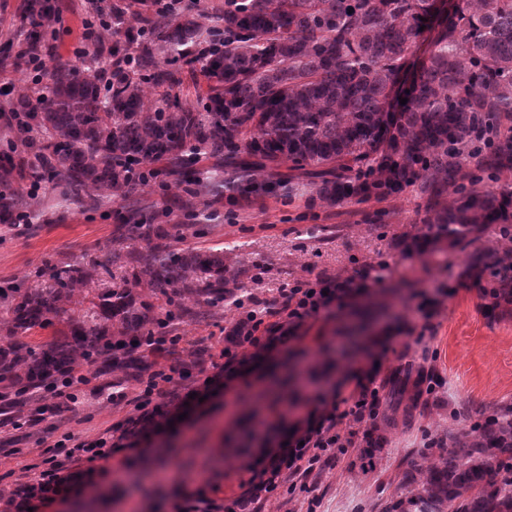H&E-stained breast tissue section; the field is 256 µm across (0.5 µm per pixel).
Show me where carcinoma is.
<instances>
[{
    "mask_svg": "<svg viewBox=\"0 0 512 512\" xmlns=\"http://www.w3.org/2000/svg\"><path fill=\"white\" fill-rule=\"evenodd\" d=\"M95 10L112 20V45L57 66L36 102L19 98L42 138L25 140L32 160L0 164V224L15 223L7 192L28 176L63 184L65 204L101 205L136 195L152 176L144 166L162 157L172 174L213 160L226 174L213 189L229 202L309 192L334 207L409 190L425 202L427 231L397 242L403 257L473 247L465 270L482 307L512 319V252L476 246L492 225L512 239V0H224L214 25L189 4L172 16L134 15L127 0ZM24 12V54L32 56L55 5L27 0ZM105 53L115 61L107 81L99 71ZM184 66L207 79L201 112L173 93ZM147 83L161 89L150 102ZM125 234L146 247L58 267L44 287H0L10 313L0 324L10 338L0 346V412L77 365L128 379L150 367L139 349L156 318L135 288L200 305L229 294L224 254L172 249L169 229L138 209ZM114 265L131 268L133 284L91 288ZM77 294L89 299L81 313L72 308ZM376 318L371 305L341 308L336 334L351 353L364 352L375 344L367 332ZM56 321L67 324L65 335L28 340ZM349 365L326 345L312 354L290 349L260 389L238 400L222 447L180 464L223 474L261 431L282 430L321 380ZM423 383L410 368L390 380L389 409L417 408ZM406 479L412 489L384 512H512V410L470 433H448V453L413 466ZM48 492L33 484L0 493V512L36 510ZM72 502L71 512L105 508L102 495Z\"/></svg>",
    "mask_w": 512,
    "mask_h": 512,
    "instance_id": "1",
    "label": "carcinoma"
}]
</instances>
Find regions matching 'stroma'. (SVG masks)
Instances as JSON below:
<instances>
[{
  "mask_svg": "<svg viewBox=\"0 0 512 512\" xmlns=\"http://www.w3.org/2000/svg\"><path fill=\"white\" fill-rule=\"evenodd\" d=\"M97 0H54L57 21L43 45L37 64H15L23 48L24 0H0V115L10 110L18 96L37 98L44 92L48 74L59 63L91 52L96 40L111 41L105 29H91ZM153 178L141 187L138 198H113L101 207L56 203L47 186L32 190L30 182L17 187L14 208L34 213L29 227L0 224V285L27 287L47 281L53 267L90 265L114 249L139 250L143 241L124 236L125 216L132 206L146 208L155 223L169 225L173 248L230 251L242 273L233 295L224 301L197 306L194 300H170L142 290L141 295L159 319L154 336H176L182 347L208 348L213 362L205 373L192 374L183 389L194 392L188 405L169 402L167 411L182 416L185 443L197 440L203 428L223 427L237 399L257 386L265 368L298 345L315 350L318 343L335 345L333 312L323 310L306 317L291 342L271 346H245L246 362L234 377L224 374L221 352L228 330L262 305L266 322L287 319L282 290L297 283L316 285L326 276L380 275V287L411 284L413 292L393 302L390 324L423 330L421 343H408L403 332L377 344L373 355L340 373L323 391L324 400L350 397L360 381L383 384L398 368L424 367L432 372L435 392L419 404L409 422L388 428L381 449L364 457L360 448L339 455L308 485L282 476L278 486L260 504V512H307L310 500H319L317 512H382L385 504L407 492L404 474L411 463H435L452 431L470 429L481 417L512 407V319L490 317L480 306L475 288L459 273L462 255L435 251L414 259H401L394 241L418 232L423 213L418 198L403 193L363 205L325 207L299 194L288 198L230 206L212 193L185 206L188 181L169 173L167 162L151 163ZM76 382L67 387L71 399L42 422L52 440L83 437L119 427L131 416L129 404L141 391L122 372L96 376L88 367L76 368ZM148 438L125 441L109 459L69 463L72 472H96L98 484L127 479L119 463L147 451ZM41 445L18 429L15 419L0 416V491L23 483L25 466L39 462ZM163 485L168 493L160 506L143 501L140 512H175L187 496H200L230 506L239 495L240 478L232 474L221 481H201L196 470L180 480L177 467H169Z\"/></svg>",
  "mask_w": 512,
  "mask_h": 512,
  "instance_id": "1",
  "label": "stroma"
}]
</instances>
